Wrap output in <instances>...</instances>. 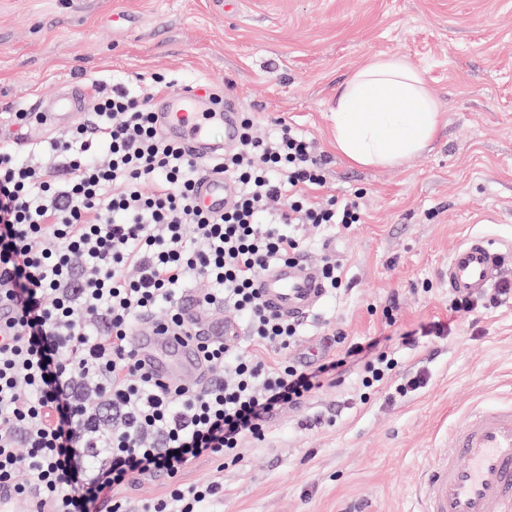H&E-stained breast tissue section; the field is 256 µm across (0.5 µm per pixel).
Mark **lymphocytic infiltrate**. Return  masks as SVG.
I'll return each mask as SVG.
<instances>
[{
	"label": "lymphocytic infiltrate",
	"mask_w": 512,
	"mask_h": 512,
	"mask_svg": "<svg viewBox=\"0 0 512 512\" xmlns=\"http://www.w3.org/2000/svg\"><path fill=\"white\" fill-rule=\"evenodd\" d=\"M163 81L135 93L96 85L89 122L27 152L0 140V298L19 305L0 328V486L35 512H126L119 490L160 476L168 489L142 512H198L224 485L182 482L195 459L237 462L245 439L262 440L272 418L345 367L359 366L370 390L397 365L378 341L342 335L316 365L262 358L290 350L299 325L264 306L256 280L302 255L295 225L347 229L362 223L361 204L312 201L326 171L311 142L285 125L258 138L248 112L231 150L207 165L186 155L156 128ZM208 168L233 187L218 216L194 197ZM189 281L198 310L240 313L255 349L202 344L204 372L223 376L171 386L153 378L133 335L151 316L196 337L181 317Z\"/></svg>",
	"instance_id": "obj_1"
}]
</instances>
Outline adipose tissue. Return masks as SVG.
<instances>
[{
	"mask_svg": "<svg viewBox=\"0 0 512 512\" xmlns=\"http://www.w3.org/2000/svg\"><path fill=\"white\" fill-rule=\"evenodd\" d=\"M443 124L420 75L399 58H373L338 91L334 143L359 165L397 167L425 150Z\"/></svg>",
	"mask_w": 512,
	"mask_h": 512,
	"instance_id": "1",
	"label": "adipose tissue"
}]
</instances>
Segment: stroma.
<instances>
[{
    "instance_id": "1",
    "label": "stroma",
    "mask_w": 512,
    "mask_h": 512,
    "mask_svg": "<svg viewBox=\"0 0 512 512\" xmlns=\"http://www.w3.org/2000/svg\"><path fill=\"white\" fill-rule=\"evenodd\" d=\"M376 56L419 71L444 113L434 142L398 167L358 166L332 145L336 93ZM136 74L166 76L159 99L206 83L252 112L262 137L286 121L326 162L316 199L361 196L364 221L349 230L296 228L310 262L340 260L344 286L287 359L331 356L339 331L398 347L393 379L429 377L363 402L348 372L246 441L241 462L198 458L183 482L223 477L203 512H421L425 471L457 423L512 404V300L448 312L455 247L471 235L512 244V0H0V114L62 80L89 98L94 83ZM448 322L450 335L428 336Z\"/></svg>"
}]
</instances>
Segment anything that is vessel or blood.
I'll use <instances>...</instances> for the list:
<instances>
[{"instance_id":"1","label":"vessel or blood","mask_w":512,"mask_h":512,"mask_svg":"<svg viewBox=\"0 0 512 512\" xmlns=\"http://www.w3.org/2000/svg\"><path fill=\"white\" fill-rule=\"evenodd\" d=\"M46 131H60L88 118L85 101L73 88L59 89L44 105ZM160 132L183 150L203 159L237 137V114L232 103L213 111L210 98L197 85L165 99L156 113ZM224 128L223 143L211 141L206 125ZM200 205L219 214L232 190L223 176L208 173L196 184ZM512 249L488 238L464 240L448 259V286L458 295L478 297L503 278ZM266 306L280 316L299 321L324 299L325 290L316 267L306 259L284 260L271 266L255 283ZM135 345L152 375L165 384L202 375L195 340L166 331L153 319L135 332ZM424 512H512V405L485 408L466 416L453 435V451L442 458L424 484Z\"/></svg>"}]
</instances>
